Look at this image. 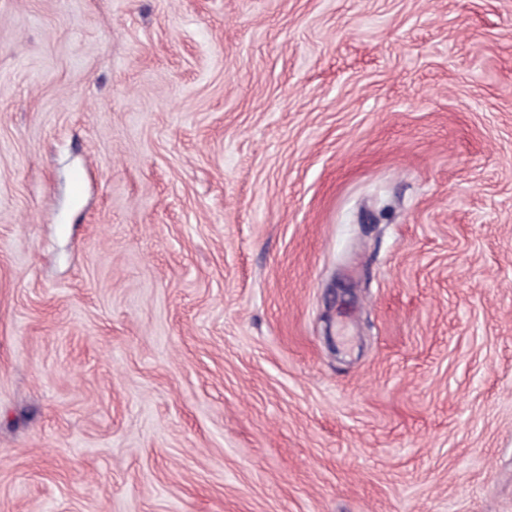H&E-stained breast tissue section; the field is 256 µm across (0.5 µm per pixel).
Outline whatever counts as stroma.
<instances>
[{
  "label": "stroma",
  "mask_w": 512,
  "mask_h": 512,
  "mask_svg": "<svg viewBox=\"0 0 512 512\" xmlns=\"http://www.w3.org/2000/svg\"><path fill=\"white\" fill-rule=\"evenodd\" d=\"M0 512H512V0H0Z\"/></svg>",
  "instance_id": "1"
}]
</instances>
